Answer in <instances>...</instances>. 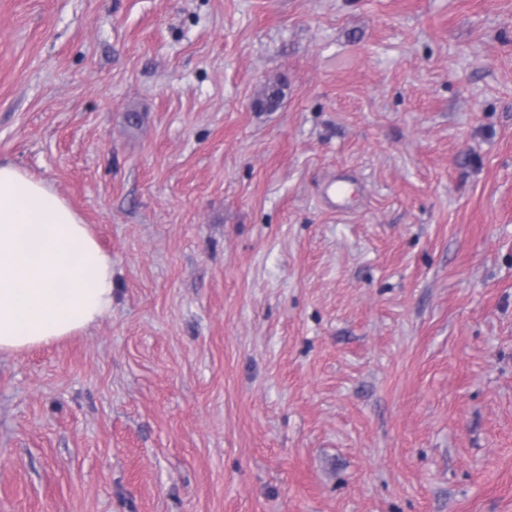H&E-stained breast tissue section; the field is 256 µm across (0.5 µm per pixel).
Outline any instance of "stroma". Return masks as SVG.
<instances>
[{"mask_svg":"<svg viewBox=\"0 0 512 512\" xmlns=\"http://www.w3.org/2000/svg\"><path fill=\"white\" fill-rule=\"evenodd\" d=\"M0 163L113 278L0 512H512V0H0Z\"/></svg>","mask_w":512,"mask_h":512,"instance_id":"35a3bbf8","label":"stroma"}]
</instances>
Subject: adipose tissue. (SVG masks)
<instances>
[{
    "label": "adipose tissue",
    "mask_w": 512,
    "mask_h": 512,
    "mask_svg": "<svg viewBox=\"0 0 512 512\" xmlns=\"http://www.w3.org/2000/svg\"><path fill=\"white\" fill-rule=\"evenodd\" d=\"M111 310V255L51 185L0 163V353L76 335Z\"/></svg>",
    "instance_id": "adipose-tissue-1"
}]
</instances>
